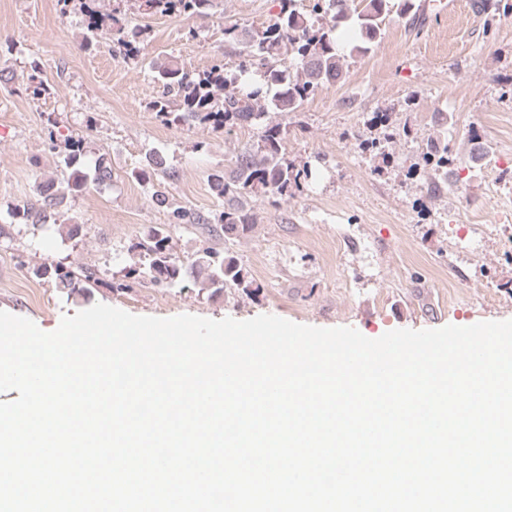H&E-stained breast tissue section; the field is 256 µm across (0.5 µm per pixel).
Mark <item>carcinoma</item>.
Segmentation results:
<instances>
[{"mask_svg":"<svg viewBox=\"0 0 512 512\" xmlns=\"http://www.w3.org/2000/svg\"><path fill=\"white\" fill-rule=\"evenodd\" d=\"M97 0H83L86 30L95 35L107 31L117 37L123 58L137 59L140 49L127 40L124 18L101 12ZM146 15L194 14L208 5L209 0H137ZM311 9L304 11L295 0H285V6L274 22L241 39L232 28L225 34L237 42L235 65L222 63L193 74L175 59L152 63L156 78L163 85L160 97L148 104L149 111L165 125L197 122L212 130L229 133L236 127L262 125L259 139L238 150L230 175L219 171L210 177L216 195L224 198V210L214 219L183 208H176L173 217L181 224L220 225L224 239H235L247 232L253 217L244 205L250 197L275 195L284 197L301 188V178L309 172L300 171L285 152L286 127L270 118L272 112H297L303 104L326 85L343 76L345 54L339 49L336 30L343 24L359 32L360 39L349 54L366 55L381 38L386 21L392 15L407 18L409 27L417 26L420 13L414 0H360L358 8H348L347 0H310ZM485 14L484 32H494L502 19L512 15V0H480ZM288 50L290 62H285L283 50ZM390 114L375 112L369 125L385 133L370 141L378 154L385 155V145L393 135L388 133ZM88 143L82 136L69 137L57 153V167L65 179L46 178L37 185L40 205L25 202L15 207L13 216L32 225H44L67 197H76L91 186L112 180V169L104 156H99L91 171H86L83 159ZM422 158L431 166L429 191L442 189L441 170L448 167V145L426 139ZM156 175L173 179L165 158L154 153L131 176L146 181ZM134 250L145 262L133 268L144 283L175 286L189 282L201 289L220 293L228 287L248 293L253 281L248 272L232 256L205 249L191 261L174 256L169 236L162 228L151 229ZM37 274L55 279L58 287L81 288L98 281L96 273L80 268L75 272L61 266L42 265Z\"/></svg>","mask_w":512,"mask_h":512,"instance_id":"1","label":"carcinoma"}]
</instances>
